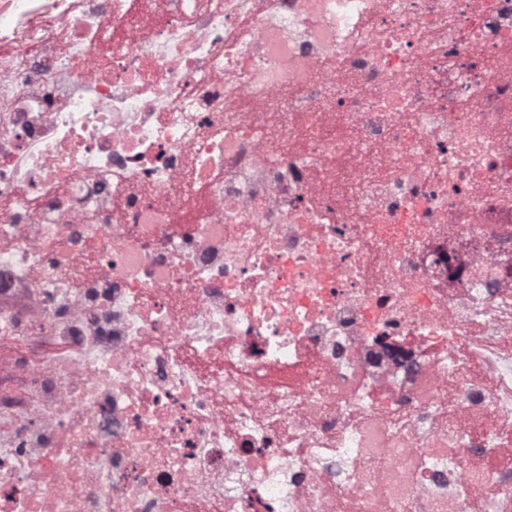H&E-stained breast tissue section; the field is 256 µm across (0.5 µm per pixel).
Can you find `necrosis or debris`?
I'll use <instances>...</instances> for the list:
<instances>
[{"label": "necrosis or debris", "mask_w": 512, "mask_h": 512, "mask_svg": "<svg viewBox=\"0 0 512 512\" xmlns=\"http://www.w3.org/2000/svg\"><path fill=\"white\" fill-rule=\"evenodd\" d=\"M0 512H512V0H0Z\"/></svg>", "instance_id": "necrosis-or-debris-1"}]
</instances>
